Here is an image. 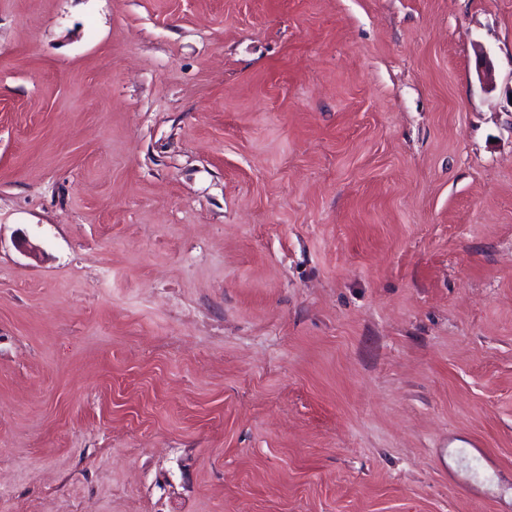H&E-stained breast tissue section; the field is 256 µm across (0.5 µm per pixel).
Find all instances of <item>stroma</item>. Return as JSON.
I'll list each match as a JSON object with an SVG mask.
<instances>
[{"label":"stroma","instance_id":"obj_1","mask_svg":"<svg viewBox=\"0 0 512 512\" xmlns=\"http://www.w3.org/2000/svg\"><path fill=\"white\" fill-rule=\"evenodd\" d=\"M0 512H512V0H0Z\"/></svg>","mask_w":512,"mask_h":512}]
</instances>
